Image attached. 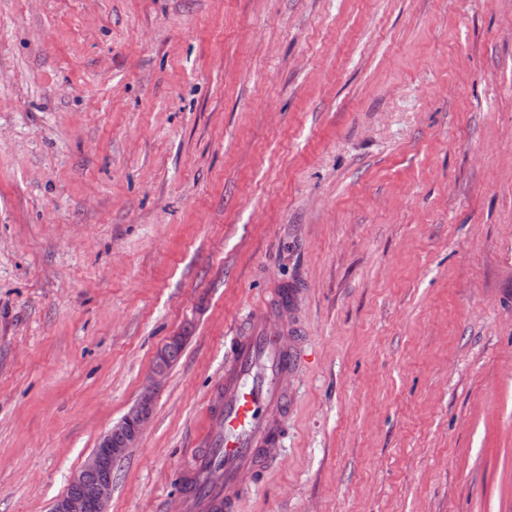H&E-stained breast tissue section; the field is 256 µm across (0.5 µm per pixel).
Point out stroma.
Returning <instances> with one entry per match:
<instances>
[{
  "label": "stroma",
  "mask_w": 512,
  "mask_h": 512,
  "mask_svg": "<svg viewBox=\"0 0 512 512\" xmlns=\"http://www.w3.org/2000/svg\"><path fill=\"white\" fill-rule=\"evenodd\" d=\"M280 284L240 512H512V0H0V512H49L174 335L108 512H180ZM293 301L288 287L273 288L271 300L255 308L232 337L224 382L208 408L221 430L191 448L183 464V512H238L244 477L264 472L282 448L292 401L288 376L298 363L300 346L288 340V326L276 330L274 323Z\"/></svg>",
  "instance_id": "stroma-1"
}]
</instances>
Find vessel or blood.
<instances>
[{"instance_id": "1", "label": "vessel or blood", "mask_w": 512, "mask_h": 512, "mask_svg": "<svg viewBox=\"0 0 512 512\" xmlns=\"http://www.w3.org/2000/svg\"><path fill=\"white\" fill-rule=\"evenodd\" d=\"M293 301L287 287L273 289L271 300L255 308L232 337L224 381L208 408L221 429L199 441L183 464L182 512H238L244 477L264 472L282 448L292 401L288 377L300 346L274 323Z\"/></svg>"}]
</instances>
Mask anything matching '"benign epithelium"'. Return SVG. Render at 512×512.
Segmentation results:
<instances>
[{
    "label": "benign epithelium",
    "mask_w": 512,
    "mask_h": 512,
    "mask_svg": "<svg viewBox=\"0 0 512 512\" xmlns=\"http://www.w3.org/2000/svg\"><path fill=\"white\" fill-rule=\"evenodd\" d=\"M182 341L184 337L173 336L169 339V345L157 350L153 374L137 402L100 438L97 448L72 478L67 490L53 502L51 512H108L112 498V464L123 458L129 449L136 447L150 418L147 409L153 406L156 392L168 372L165 360L170 346Z\"/></svg>",
    "instance_id": "obj_1"
}]
</instances>
